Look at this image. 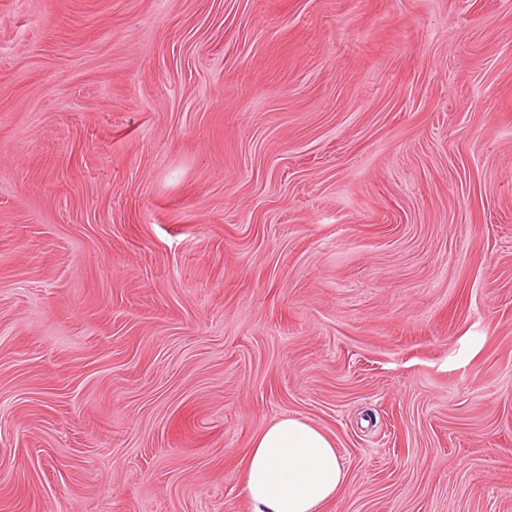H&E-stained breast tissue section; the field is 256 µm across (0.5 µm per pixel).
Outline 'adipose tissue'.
I'll use <instances>...</instances> for the list:
<instances>
[{
  "mask_svg": "<svg viewBox=\"0 0 512 512\" xmlns=\"http://www.w3.org/2000/svg\"><path fill=\"white\" fill-rule=\"evenodd\" d=\"M347 481L332 439L295 416L257 430L238 474L252 512H323Z\"/></svg>",
  "mask_w": 512,
  "mask_h": 512,
  "instance_id": "ef3b65f1",
  "label": "adipose tissue"
}]
</instances>
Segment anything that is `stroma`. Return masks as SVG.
Listing matches in <instances>:
<instances>
[{
  "mask_svg": "<svg viewBox=\"0 0 512 512\" xmlns=\"http://www.w3.org/2000/svg\"><path fill=\"white\" fill-rule=\"evenodd\" d=\"M512 512V0H0V512ZM237 479L252 512H323L348 472L324 431L282 416L257 430Z\"/></svg>",
  "mask_w": 512,
  "mask_h": 512,
  "instance_id": "stroma-1",
  "label": "stroma"
}]
</instances>
